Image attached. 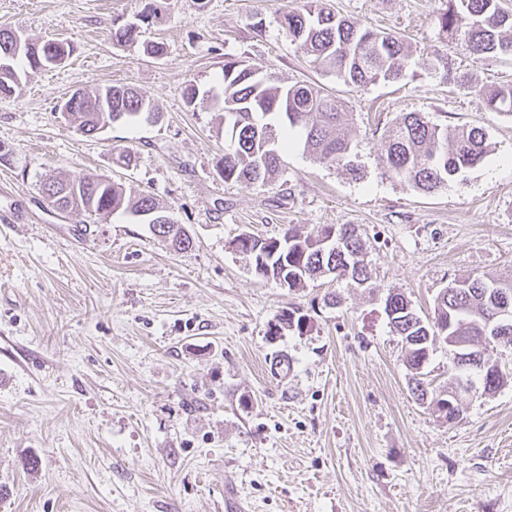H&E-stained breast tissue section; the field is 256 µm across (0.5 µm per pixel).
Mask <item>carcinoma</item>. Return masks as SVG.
Segmentation results:
<instances>
[{
  "label": "carcinoma",
  "instance_id": "1",
  "mask_svg": "<svg viewBox=\"0 0 512 512\" xmlns=\"http://www.w3.org/2000/svg\"><path fill=\"white\" fill-rule=\"evenodd\" d=\"M446 37L462 40L471 53L512 57V39L502 31L512 29V14L499 0H447L438 18ZM281 27L298 42L309 62L332 73L347 86L365 88L400 78L410 59V47L403 39L384 30L363 28L337 16L324 0H304L301 7L280 17ZM139 30L132 24L113 26L112 40L130 43ZM16 33L0 28V59L9 58L11 68L0 66V97L15 94L22 78L64 61L71 52L62 41H23L15 50ZM212 108L224 114V129L230 144L220 160L224 181L245 186L268 184L283 173L284 153L290 147L288 130L299 127L304 149L317 160L342 167L357 178L361 171L351 142L342 132L344 102L317 86L304 82L288 84L264 76L229 57L224 61L220 87L205 91ZM489 109L512 114V85L483 92ZM65 114L81 118L80 127L95 134L99 123H108L154 114L147 93L129 86H107L94 92H76L64 101ZM386 161L384 174L405 181L422 192H433L455 179L464 170L477 166L487 152L486 136L478 127H443L420 112H408L384 130ZM77 184L80 211L97 220H106L120 210L133 215L148 213L153 232L177 250L193 249V239L180 224L171 223L167 211L150 196L131 198L121 184L102 176L88 179L85 173L58 178L56 182ZM335 233L336 250L323 244V236ZM241 255L254 273L268 278L280 268L281 257L288 258L294 279L288 288H301L318 277L350 279L362 286L371 273L362 259L363 244L350 224H330L315 232L303 233L291 227L280 238L239 235ZM492 281L481 277L453 279L435 299L432 319L420 317L400 293L388 294L386 315L393 331L407 346L406 366L411 372V391L417 400L448 423L460 419V407L448 406V398L429 387L423 378L430 354L438 346L448 348V387H453L463 371L451 355L450 337L483 336L486 316L490 315ZM296 311L282 312L274 324L276 331L303 329L305 318Z\"/></svg>",
  "mask_w": 512,
  "mask_h": 512
}]
</instances>
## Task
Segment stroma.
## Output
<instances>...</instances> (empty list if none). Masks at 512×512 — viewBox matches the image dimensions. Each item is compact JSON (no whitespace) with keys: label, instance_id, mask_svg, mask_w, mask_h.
<instances>
[{"label":"stroma","instance_id":"1","mask_svg":"<svg viewBox=\"0 0 512 512\" xmlns=\"http://www.w3.org/2000/svg\"><path fill=\"white\" fill-rule=\"evenodd\" d=\"M328 3L411 46L399 80L356 89L311 67L279 23L298 0H0V26L73 49L0 98V512H225L228 484L254 512H512V380L438 418L385 313L392 291L430 318L448 281L512 273V115L481 94L512 85V59L447 40L445 0ZM116 22L137 43L114 42ZM230 54L343 98L361 178L297 144L275 182L224 181L228 139L183 87L218 85ZM110 85L146 92L156 118L89 136L56 110ZM405 112L482 128L486 155L431 193L383 176L381 129ZM79 172L156 198L192 251L130 214L56 211L42 180ZM330 224L357 228L369 286L291 290L229 247ZM288 309L303 330L270 336Z\"/></svg>","mask_w":512,"mask_h":512}]
</instances>
